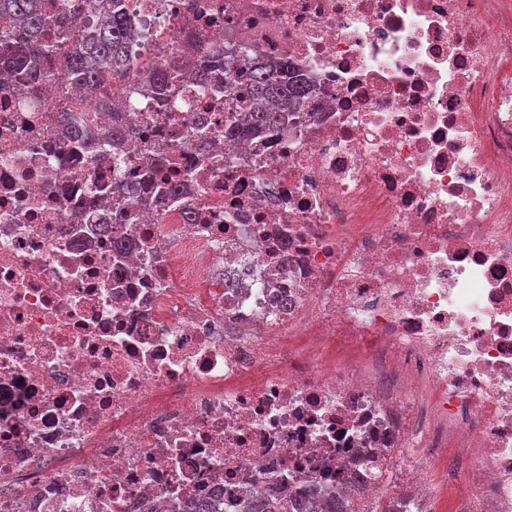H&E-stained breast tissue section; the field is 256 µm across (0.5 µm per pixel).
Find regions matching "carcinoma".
Masks as SVG:
<instances>
[{"label":"carcinoma","instance_id":"cac0c4a2","mask_svg":"<svg viewBox=\"0 0 512 512\" xmlns=\"http://www.w3.org/2000/svg\"><path fill=\"white\" fill-rule=\"evenodd\" d=\"M0 65L16 77L19 90L38 96L44 87L64 76L68 89L86 93L112 80L116 68L138 64L130 45L141 34L127 13L123 0H107L94 7L93 0H65L59 9L46 0H0ZM193 78L207 87L224 80V92L236 94L246 110L224 116V139L249 140L257 134L277 130L278 104L295 111L310 93L307 81L296 75L290 62L259 65L242 51L206 50L198 59L172 53L154 63L142 88L159 96L168 85ZM55 122L71 130L70 139L91 151L96 136L71 112L55 113ZM134 117L124 128L107 129L112 150L123 147L124 134L133 130ZM366 504L353 498L328 495L312 482L288 494V512H362ZM246 512H280L279 503L263 495L247 498Z\"/></svg>","mask_w":512,"mask_h":512}]
</instances>
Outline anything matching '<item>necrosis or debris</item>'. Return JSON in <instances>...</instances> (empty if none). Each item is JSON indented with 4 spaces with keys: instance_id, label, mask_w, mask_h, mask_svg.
<instances>
[{
    "instance_id": "1",
    "label": "necrosis or debris",
    "mask_w": 512,
    "mask_h": 512,
    "mask_svg": "<svg viewBox=\"0 0 512 512\" xmlns=\"http://www.w3.org/2000/svg\"><path fill=\"white\" fill-rule=\"evenodd\" d=\"M125 2L144 63L227 43L311 94L230 151L191 82L100 112L0 76V512L377 505L401 458L423 512L453 452V512H512V0ZM61 104L137 125L66 166ZM365 507L356 499L326 494L317 482L288 494V512H360Z\"/></svg>"
}]
</instances>
